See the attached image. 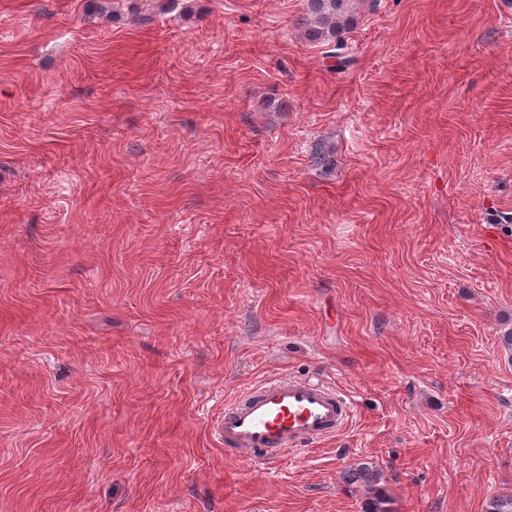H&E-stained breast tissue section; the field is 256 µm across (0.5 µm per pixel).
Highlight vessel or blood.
I'll use <instances>...</instances> for the list:
<instances>
[{
    "instance_id": "obj_1",
    "label": "vessel or blood",
    "mask_w": 512,
    "mask_h": 512,
    "mask_svg": "<svg viewBox=\"0 0 512 512\" xmlns=\"http://www.w3.org/2000/svg\"><path fill=\"white\" fill-rule=\"evenodd\" d=\"M354 415L353 400L326 381L270 378L226 402L211 432L225 449L268 464L288 451L333 438Z\"/></svg>"
}]
</instances>
